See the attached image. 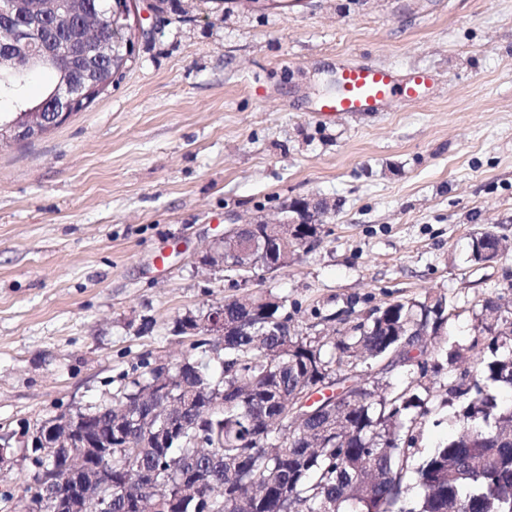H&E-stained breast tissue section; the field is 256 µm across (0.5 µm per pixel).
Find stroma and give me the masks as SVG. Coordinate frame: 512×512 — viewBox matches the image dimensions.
<instances>
[{
	"instance_id": "obj_1",
	"label": "stroma",
	"mask_w": 512,
	"mask_h": 512,
	"mask_svg": "<svg viewBox=\"0 0 512 512\" xmlns=\"http://www.w3.org/2000/svg\"><path fill=\"white\" fill-rule=\"evenodd\" d=\"M433 70L432 97L322 117L337 60ZM326 201L318 246L237 286L208 257L239 218ZM512 0H242L167 14L119 83L42 137L0 144V434L110 398L175 321L265 289L317 314L443 294L436 353L512 301ZM504 240L505 237L492 231H486L478 237H474L470 243L471 260L483 262L497 258L506 250V246H503L502 243Z\"/></svg>"
}]
</instances>
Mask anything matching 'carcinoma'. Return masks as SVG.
<instances>
[{"label": "carcinoma", "mask_w": 512, "mask_h": 512, "mask_svg": "<svg viewBox=\"0 0 512 512\" xmlns=\"http://www.w3.org/2000/svg\"><path fill=\"white\" fill-rule=\"evenodd\" d=\"M71 21L48 28L44 41L73 43L79 51L50 65L26 43L0 52V127L40 110L53 90L37 100L24 96L31 77L42 71L55 83L91 79L97 95L109 91L115 76L111 61L99 53L112 45L119 56L135 58L136 35L101 19L99 0H75ZM13 24L42 25L55 15L54 0H18ZM151 9L171 12L185 22L191 5L154 0ZM327 205L302 215L304 224L285 245L282 267L296 252V239L317 245L324 233ZM248 229L224 241L229 276L250 273V255L242 242ZM505 237L486 231L472 239L471 260L483 262L504 253ZM443 294L422 301H395L351 323L334 336L312 335L294 324L296 305L288 297L257 291L224 298L229 332L204 336L199 319L176 320L178 334H191L189 349L161 368L142 358L109 401L56 420L89 423L95 448H31L26 458L34 471L21 494L0 495L19 512H37L43 497L63 490L70 465L96 455L112 469V489L70 500L72 512H512V405L486 389L480 378L512 389V307L496 295L484 301L481 333L489 338L493 359L476 376L463 370L469 384L450 373L434 389L432 378L461 358L455 350L430 362L419 359L441 336L452 316ZM416 349L419 355H411ZM406 370L398 384L392 374ZM370 371L373 380L361 378ZM178 380L186 406L175 421L179 434L168 445L152 444L142 427L127 419V409L147 412L158 390ZM332 388L344 396L316 419L303 418L308 389ZM460 404L457 426L418 465L412 459L427 418L443 406ZM421 490L416 506L405 507L409 479Z\"/></svg>", "instance_id": "carcinoma-1"}]
</instances>
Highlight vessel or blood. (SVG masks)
Wrapping results in <instances>:
<instances>
[{"instance_id": "vessel-or-blood-1", "label": "vessel or blood", "mask_w": 512, "mask_h": 512, "mask_svg": "<svg viewBox=\"0 0 512 512\" xmlns=\"http://www.w3.org/2000/svg\"><path fill=\"white\" fill-rule=\"evenodd\" d=\"M340 90L323 100V112H384L401 103H421L429 99L437 75L424 68L398 71L388 66L337 63Z\"/></svg>"}]
</instances>
